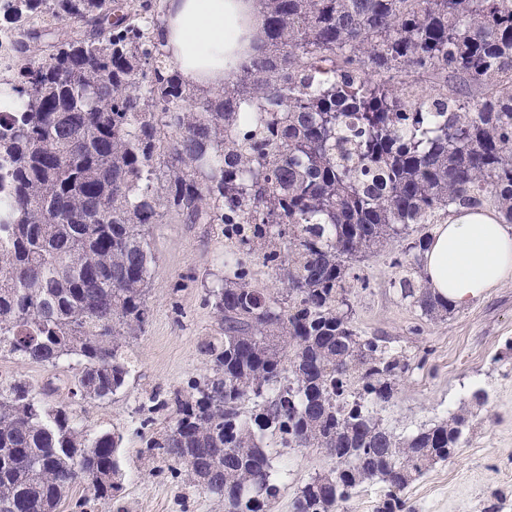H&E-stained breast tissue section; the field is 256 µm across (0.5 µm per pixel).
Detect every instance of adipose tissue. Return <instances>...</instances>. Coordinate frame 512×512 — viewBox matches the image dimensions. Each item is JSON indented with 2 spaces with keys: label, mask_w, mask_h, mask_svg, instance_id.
<instances>
[{
  "label": "adipose tissue",
  "mask_w": 512,
  "mask_h": 512,
  "mask_svg": "<svg viewBox=\"0 0 512 512\" xmlns=\"http://www.w3.org/2000/svg\"><path fill=\"white\" fill-rule=\"evenodd\" d=\"M159 41L186 85L222 87L253 53L257 0H166ZM432 294L462 305L512 276V229L492 210L463 211L438 225L422 258Z\"/></svg>",
  "instance_id": "obj_1"
}]
</instances>
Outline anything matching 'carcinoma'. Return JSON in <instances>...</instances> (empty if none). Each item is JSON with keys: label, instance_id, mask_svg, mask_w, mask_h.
<instances>
[{"label": "carcinoma", "instance_id": "cac0c4a2", "mask_svg": "<svg viewBox=\"0 0 512 512\" xmlns=\"http://www.w3.org/2000/svg\"><path fill=\"white\" fill-rule=\"evenodd\" d=\"M261 2L251 61L198 90L156 38L159 2L0 0L16 59L0 96V354L74 371L0 386V512H60L79 485L102 503L122 491L123 436L49 397L125 387L152 224H222L237 251L208 290L210 372L140 407L169 410L134 431L151 459L224 512H271L267 440L317 448L332 467L293 512H335L374 481L376 512H405L403 492L460 448L463 415L402 436L382 426L402 359L353 326L347 279L410 237L392 285L447 315L413 274L422 228L488 205L512 224V0ZM257 264L284 288L252 285Z\"/></svg>", "mask_w": 512, "mask_h": 512}]
</instances>
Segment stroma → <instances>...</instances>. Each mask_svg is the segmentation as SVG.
<instances>
[{"mask_svg":"<svg viewBox=\"0 0 512 512\" xmlns=\"http://www.w3.org/2000/svg\"><path fill=\"white\" fill-rule=\"evenodd\" d=\"M150 232L158 262L148 290L149 321L127 346L132 376L112 400L76 405L85 425L124 435V488L108 503L92 501L81 509L74 502L85 491L76 488L65 512H223L203 488L165 464L141 458L133 431L152 391L183 388L206 374L203 345L218 333L207 291L222 278L224 254L232 246L213 224H155ZM405 247L392 241L354 262L349 280L357 329L389 338L408 363L381 412L383 422L407 434L463 411L473 416L454 457L433 464L404 496L412 512H512V279L452 314L427 318L391 285L399 274L392 261ZM477 387L490 395L479 409L470 401ZM330 467L319 449L284 450L277 460L281 492L272 512H292L297 489Z\"/></svg>","mask_w":512,"mask_h":512,"instance_id":"1","label":"stroma"}]
</instances>
